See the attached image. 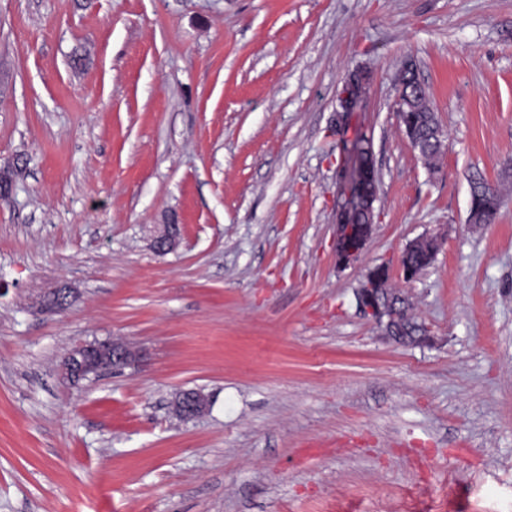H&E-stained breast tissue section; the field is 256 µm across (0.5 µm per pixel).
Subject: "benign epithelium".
Segmentation results:
<instances>
[{
	"label": "benign epithelium",
	"mask_w": 512,
	"mask_h": 512,
	"mask_svg": "<svg viewBox=\"0 0 512 512\" xmlns=\"http://www.w3.org/2000/svg\"><path fill=\"white\" fill-rule=\"evenodd\" d=\"M363 73L354 71L345 80L340 97L342 111L348 112L356 103L365 88ZM348 205L339 211L336 218V263L340 267L349 266L364 251L373 232L375 223L374 202L377 200V175L370 145H363L355 155V176L352 180ZM389 277V268L378 265L366 272L357 290V300L362 312L383 327L387 336L411 345H422L431 340L430 331L420 326L416 336H404L399 329L397 305L384 301L385 289L381 282ZM77 298L74 291L66 287L47 290L50 310H64ZM137 354L126 343L118 340L82 343L70 350L61 362L63 378L76 384L89 376L101 373L118 372L135 362ZM209 400L199 395L197 390L179 393L173 403V413L189 420L204 414Z\"/></svg>",
	"instance_id": "1"
}]
</instances>
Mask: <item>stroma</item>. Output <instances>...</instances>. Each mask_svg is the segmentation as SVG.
Returning <instances> with one entry per match:
<instances>
[{
	"label": "stroma",
	"instance_id": "stroma-1",
	"mask_svg": "<svg viewBox=\"0 0 512 512\" xmlns=\"http://www.w3.org/2000/svg\"><path fill=\"white\" fill-rule=\"evenodd\" d=\"M408 57L445 132L433 172L395 111ZM359 138L376 225L340 268ZM13 164L0 512H512V0H0ZM474 172L502 193L480 227ZM424 234L436 258L404 280ZM380 264L430 345L360 311ZM59 282L78 300L41 308ZM112 336L139 362L61 381ZM186 389L211 405L179 422ZM365 81L364 74L359 71H353L347 76L345 87L340 97L342 112H350L365 88Z\"/></svg>",
	"mask_w": 512,
	"mask_h": 512
}]
</instances>
